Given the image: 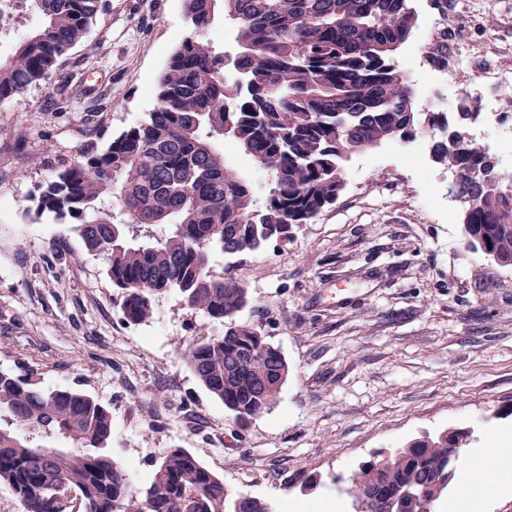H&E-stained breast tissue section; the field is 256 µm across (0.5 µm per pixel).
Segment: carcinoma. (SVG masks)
<instances>
[{"label":"carcinoma","instance_id":"cac0c4a2","mask_svg":"<svg viewBox=\"0 0 512 512\" xmlns=\"http://www.w3.org/2000/svg\"><path fill=\"white\" fill-rule=\"evenodd\" d=\"M41 27L0 58V98L49 79L58 58L83 42L102 0H27ZM188 32L155 86L156 104L140 124L103 149L59 170L35 197L38 212L75 225L122 290L126 321L140 324L153 299L170 289L224 332L182 350L198 383L239 422L274 407L288 361L237 315L249 295L217 275L218 253L248 254L288 239L336 203L344 189L343 155L377 147L396 132L415 142L448 129L445 112L408 109L407 74L391 53L417 24L411 0H183ZM448 19L425 51L433 69L448 67ZM249 54L228 63L216 24ZM232 141L266 178L263 199L224 158ZM434 162L457 172L469 198L464 220L476 249L512 257V183L489 169L474 141H428ZM65 442L48 460L33 449ZM112 410L76 389H45L31 376L0 371V484L25 512H64L75 493L82 512H273L233 491L183 448L166 451L147 481L132 485L128 467L106 452ZM385 482L371 461L358 464L351 488L362 512H380L393 488L430 491L448 470V433L415 438L388 452Z\"/></svg>","mask_w":512,"mask_h":512}]
</instances>
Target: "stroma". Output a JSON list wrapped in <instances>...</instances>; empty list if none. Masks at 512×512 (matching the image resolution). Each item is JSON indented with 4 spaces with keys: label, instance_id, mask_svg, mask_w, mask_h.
I'll return each instance as SVG.
<instances>
[{
    "label": "stroma",
    "instance_id": "stroma-1",
    "mask_svg": "<svg viewBox=\"0 0 512 512\" xmlns=\"http://www.w3.org/2000/svg\"><path fill=\"white\" fill-rule=\"evenodd\" d=\"M414 37L397 60L417 94L466 130L512 177V93L462 98L423 61L439 18L413 0ZM187 32L182 0H106L83 44L50 78L0 101V370L32 369L41 387L79 389L112 408L114 459L135 485L171 448L225 485L269 502L352 512L347 479L373 453L425 433L512 434V268L467 247L448 199L455 174L426 145L353 155L335 205L288 240L216 272L250 295L239 322L258 326L290 374L267 413L239 423L196 381L181 351L220 323L179 291L152 319L126 322L122 294L73 225L37 214L31 197L61 167L144 120L153 83ZM448 42L468 70L512 71V0H448ZM417 155L408 163L407 151Z\"/></svg>",
    "mask_w": 512,
    "mask_h": 512
}]
</instances>
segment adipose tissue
I'll use <instances>...</instances> for the list:
<instances>
[{
	"mask_svg": "<svg viewBox=\"0 0 512 512\" xmlns=\"http://www.w3.org/2000/svg\"><path fill=\"white\" fill-rule=\"evenodd\" d=\"M476 460L495 468L498 478L486 483L480 480L475 470L460 473L455 499L448 503V512H474L477 503L491 494H512V440L505 433L490 432L485 447L476 449Z\"/></svg>",
	"mask_w": 512,
	"mask_h": 512,
	"instance_id": "1",
	"label": "adipose tissue"
}]
</instances>
